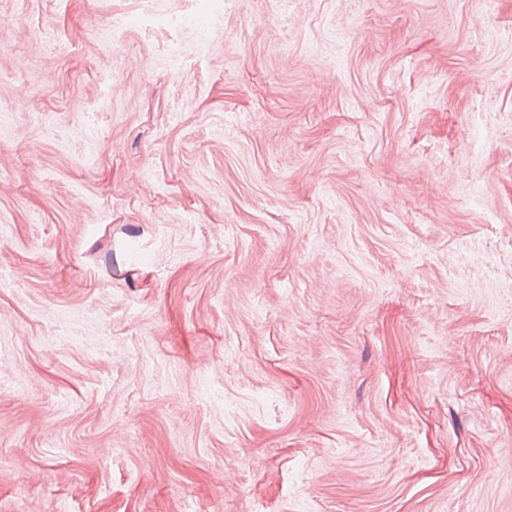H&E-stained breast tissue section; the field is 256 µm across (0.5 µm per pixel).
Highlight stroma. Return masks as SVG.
<instances>
[{"label": "stroma", "mask_w": 512, "mask_h": 512, "mask_svg": "<svg viewBox=\"0 0 512 512\" xmlns=\"http://www.w3.org/2000/svg\"><path fill=\"white\" fill-rule=\"evenodd\" d=\"M185 501L512 512V0H0V512Z\"/></svg>", "instance_id": "stroma-1"}]
</instances>
